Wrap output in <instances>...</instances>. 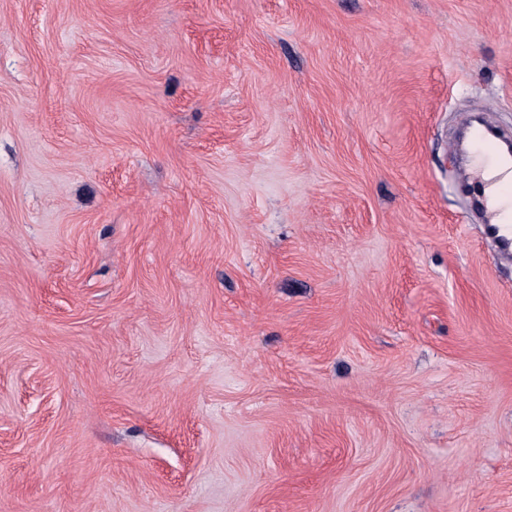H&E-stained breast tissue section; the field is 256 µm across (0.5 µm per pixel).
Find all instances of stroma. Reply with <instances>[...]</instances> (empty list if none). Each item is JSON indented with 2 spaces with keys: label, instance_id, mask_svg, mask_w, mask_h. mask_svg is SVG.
Wrapping results in <instances>:
<instances>
[{
  "label": "stroma",
  "instance_id": "stroma-1",
  "mask_svg": "<svg viewBox=\"0 0 512 512\" xmlns=\"http://www.w3.org/2000/svg\"><path fill=\"white\" fill-rule=\"evenodd\" d=\"M512 0H0V512H512ZM474 168L482 184L488 211L493 214L492 223L497 222L499 211L507 216L512 212V198L501 195V184L512 182V161L499 155L496 159H474Z\"/></svg>",
  "mask_w": 512,
  "mask_h": 512
}]
</instances>
